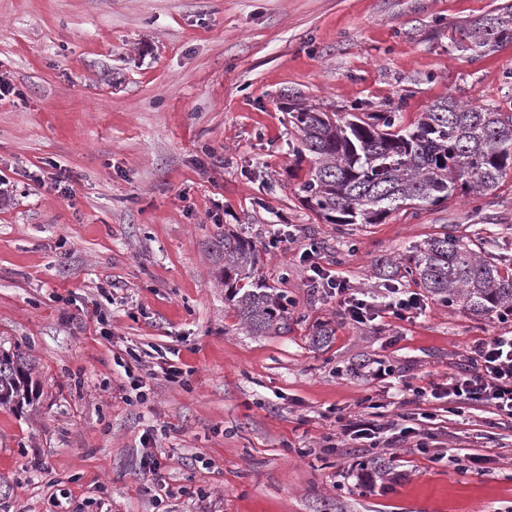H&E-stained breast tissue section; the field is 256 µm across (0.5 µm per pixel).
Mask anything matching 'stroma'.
<instances>
[{
    "mask_svg": "<svg viewBox=\"0 0 512 512\" xmlns=\"http://www.w3.org/2000/svg\"><path fill=\"white\" fill-rule=\"evenodd\" d=\"M501 2L0 0V348L30 354L39 384L35 406L0 408V512H512V422L413 394L512 316L431 300L357 324L300 258L317 246L378 305L376 259L431 235L477 233L511 259L512 173L476 201L327 224L298 195L310 162L286 111L294 96L396 107L410 123L448 95L511 104L512 44L448 51L454 24ZM228 229L265 245L288 335L241 330L216 273ZM130 348L144 401L121 391ZM378 361L392 380L370 376ZM374 396L385 422L431 412L428 454L343 439L337 418L372 416ZM470 454L491 456L488 470H458ZM375 455L393 464L387 480L361 467ZM154 462L170 491L158 506Z\"/></svg>",
    "mask_w": 512,
    "mask_h": 512,
    "instance_id": "stroma-1",
    "label": "stroma"
}]
</instances>
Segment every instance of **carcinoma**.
Here are the masks:
<instances>
[{
	"mask_svg": "<svg viewBox=\"0 0 512 512\" xmlns=\"http://www.w3.org/2000/svg\"><path fill=\"white\" fill-rule=\"evenodd\" d=\"M512 44V4L458 24L448 51L473 59ZM298 157L312 167L299 193L327 224H381L399 210L440 206L457 192L493 194L512 170V114L479 99L431 102L417 120L400 112H327L298 100L288 107ZM219 267L225 299L254 336L291 331L282 296L259 274L256 241L224 233ZM476 238L438 233L409 246L406 261L376 260L380 277H410L427 298L482 318L512 308V273ZM33 364L19 351L0 350V405L34 403Z\"/></svg>",
	"mask_w": 512,
	"mask_h": 512,
	"instance_id": "obj_1",
	"label": "carcinoma"
}]
</instances>
